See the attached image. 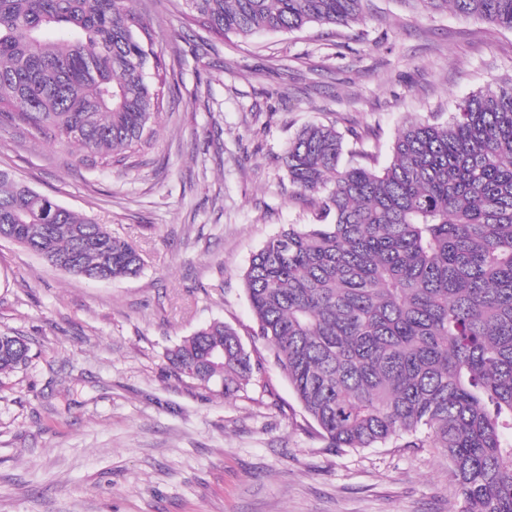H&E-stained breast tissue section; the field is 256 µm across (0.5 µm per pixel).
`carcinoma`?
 Here are the masks:
<instances>
[{
  "label": "carcinoma",
  "instance_id": "obj_1",
  "mask_svg": "<svg viewBox=\"0 0 512 512\" xmlns=\"http://www.w3.org/2000/svg\"><path fill=\"white\" fill-rule=\"evenodd\" d=\"M132 0H0V124L79 147L88 168L151 148L163 68ZM212 37L346 26L368 0H181ZM512 30V0H409ZM345 159L332 124L288 140L291 184L312 197L252 255L242 280L258 336L328 447L402 441L448 457L461 506L512 512V78L463 100L446 122L406 123L388 166ZM0 239L75 276H138L129 241L0 169ZM31 346L0 334V375ZM177 380L226 397L260 363L213 321L165 353Z\"/></svg>",
  "mask_w": 512,
  "mask_h": 512
}]
</instances>
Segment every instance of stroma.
<instances>
[{
	"mask_svg": "<svg viewBox=\"0 0 512 512\" xmlns=\"http://www.w3.org/2000/svg\"><path fill=\"white\" fill-rule=\"evenodd\" d=\"M175 0H133L166 64V110L134 166L0 125V168L135 243L134 278L92 282L0 240V332L33 358L0 376V512H448L434 448L329 450L253 335L251 255L309 195L281 155L310 123L362 135L386 166L401 126L512 76V31L371 0L363 23L202 43ZM219 319L264 370L232 397L164 354Z\"/></svg>",
	"mask_w": 512,
	"mask_h": 512,
	"instance_id": "stroma-1",
	"label": "stroma"
}]
</instances>
